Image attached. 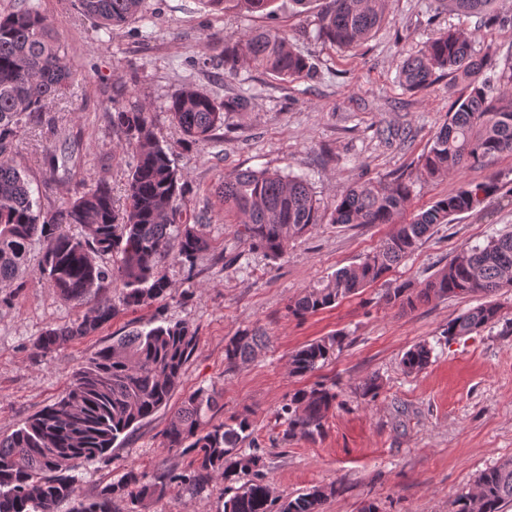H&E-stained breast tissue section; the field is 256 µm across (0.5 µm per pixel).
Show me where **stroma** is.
<instances>
[{
  "mask_svg": "<svg viewBox=\"0 0 512 512\" xmlns=\"http://www.w3.org/2000/svg\"><path fill=\"white\" fill-rule=\"evenodd\" d=\"M59 40L68 47L74 80L66 96L51 101L40 122H24L16 148L20 169L41 185L42 208L106 178L116 207H124L132 162L105 106L116 101L146 108L157 137L188 182L182 209L205 216L210 252L193 267L174 261L161 267L174 296L160 315L196 328V349L168 407L144 420L116 443L111 463L77 465L82 494L118 479L125 468L153 474L179 459L160 445V432L183 397L196 389L222 394L225 414L249 409L251 437L265 452L276 496L294 497L315 486H334L324 512H360L374 502L378 512H455L456 498L476 476L512 458V291L498 292L502 317L478 332L447 339L449 321L476 306L472 297H450L412 310L386 305V289L419 283L448 264L462 248L482 245L512 230V193L501 190L471 212L436 225L416 252L382 281L332 308L297 320L287 304L300 292L343 268L357 266L390 232L387 224H320L292 240L279 260L267 259L224 221L215 187L238 170H277L307 177L322 208L354 182L399 170L412 175L411 210L454 193L467 170L437 181L420 177L418 164L434 134L464 92L440 79L422 91L399 84L404 57L448 28L470 33L474 47L494 48V64L512 66V29L479 24L448 11L440 0H389L384 21L360 48L348 50L317 39L326 0L306 7L278 0L275 14L217 12L201 0H146L148 22L97 31L75 0H38ZM279 28L308 58L310 75L285 83L248 65L236 78L224 76V39L259 28ZM194 86L217 102L247 95L244 111L224 114L217 139L184 147L168 111L171 98ZM75 146L73 167L49 180L52 145ZM24 288L0 306V436L53 403L73 372L114 338L127 335L153 315L146 308L119 315L95 335L33 360L32 342L46 328L68 322L82 309L63 300L36 265L20 275ZM265 338L249 363L228 370L224 346L239 332ZM334 333L340 349L319 371L290 374L288 357L302 345ZM433 349L430 365L405 374L404 353L417 342ZM378 377V397H361L359 385ZM324 382L338 394L321 437L283 439L277 412L289 393ZM224 481L214 478L200 495L178 484L149 512H218Z\"/></svg>",
  "mask_w": 512,
  "mask_h": 512,
  "instance_id": "1",
  "label": "stroma"
}]
</instances>
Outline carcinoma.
Listing matches in <instances>:
<instances>
[{"label": "carcinoma", "mask_w": 512, "mask_h": 512, "mask_svg": "<svg viewBox=\"0 0 512 512\" xmlns=\"http://www.w3.org/2000/svg\"><path fill=\"white\" fill-rule=\"evenodd\" d=\"M145 2L78 0V5L85 17L110 29L146 20ZM203 2L218 12L275 13V0ZM493 2L448 0V10L485 17ZM386 5L387 0H327L318 20V37L358 48L381 23ZM67 54L33 0L0 13V285L12 284L37 243L42 249L39 274L63 299L89 305L83 315L37 336L32 343L35 358L96 333L125 311L171 298L170 285L159 270L161 261L170 257L191 266L211 248L203 220L183 217L178 201L186 181L173 167L168 148L142 107L112 106V124L122 132L133 159L126 208L116 209L109 182L100 178L60 206L42 209L14 152L23 120L46 112L49 100L66 91L73 76L65 63ZM491 62V55L474 50L470 34L451 29L423 42L402 62L398 79L408 90H424L444 76L465 82L468 89L421 157V175L426 178L486 169L499 156L512 154V67L500 73L502 86L494 93L487 75ZM242 63L282 81L311 70L307 58L275 28L224 39V76L236 75ZM248 103L244 96L217 103L186 86L171 99L168 110L185 141L198 144L217 137L224 111H244ZM71 158L68 144L54 147L51 176L68 172ZM501 188L496 176L466 180L455 193L408 221L403 213L411 182L403 171L357 184L327 214L300 176L241 170L224 176L215 193L224 201V222L241 225L244 237L271 259L282 257L291 240L318 224L394 225L357 266L336 271L288 303V315L302 319L383 280L418 249L434 226L476 209ZM71 224L84 228V234H68L65 227ZM106 256L112 264L98 261ZM114 283L119 288L112 297ZM503 288H512V233L493 236L483 247L460 250L425 282L405 281L388 289L383 300L412 309L450 295L484 298L448 323L444 335L451 339L498 322L501 306L491 296ZM197 341V330L187 323L160 324L117 339L81 364L59 399L0 438V512H54L56 504L71 499L73 512H121L122 503L129 506L127 512H138L164 497L174 483L199 493L217 476L224 478L230 492L219 512H324L325 502L336 492L332 486L277 501L267 480L264 454L255 442L247 441L250 411L245 408L217 422L224 410L222 394L206 389L187 395L160 432L161 447L186 458L182 468L163 464L149 478L129 467L96 494H81L75 463L112 461L115 443L168 405ZM341 343V335L335 334L303 345L289 357L291 374L303 377L320 369ZM259 345L260 337L248 331L232 337L224 346L227 368L251 360ZM432 353L425 342L412 345L401 359L404 372L426 369ZM336 398V392L323 384L294 391L281 407L284 436H321ZM243 475L251 476L249 483L233 487ZM511 501L512 459H507L478 476L475 489L457 498L456 512H501L503 503Z\"/></svg>", "instance_id": "1"}]
</instances>
